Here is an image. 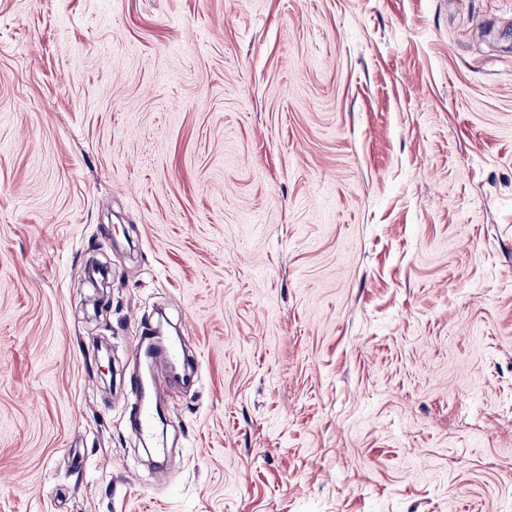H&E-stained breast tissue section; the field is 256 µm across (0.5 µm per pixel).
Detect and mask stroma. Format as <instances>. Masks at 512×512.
Wrapping results in <instances>:
<instances>
[{
    "mask_svg": "<svg viewBox=\"0 0 512 512\" xmlns=\"http://www.w3.org/2000/svg\"><path fill=\"white\" fill-rule=\"evenodd\" d=\"M0 512H512V0H0ZM189 343L186 336L182 338L170 339L165 347L153 349L150 354L149 351L153 346L152 338L145 336L142 342H138L135 348L134 355L140 360L142 356L147 357L151 361L153 367L152 373V392L158 391L161 384V377L163 371L171 370L175 367L181 359L185 356V346ZM135 392L138 393L137 398L135 400V409L133 416V426L135 431L145 440L151 441L155 443L157 448L158 455L160 457H165V448L163 443L157 440L156 434V411L154 408L147 403H144L140 400V393L142 392L140 381L136 379L132 384ZM162 447V448H160Z\"/></svg>",
    "mask_w": 512,
    "mask_h": 512,
    "instance_id": "1",
    "label": "stroma"
}]
</instances>
